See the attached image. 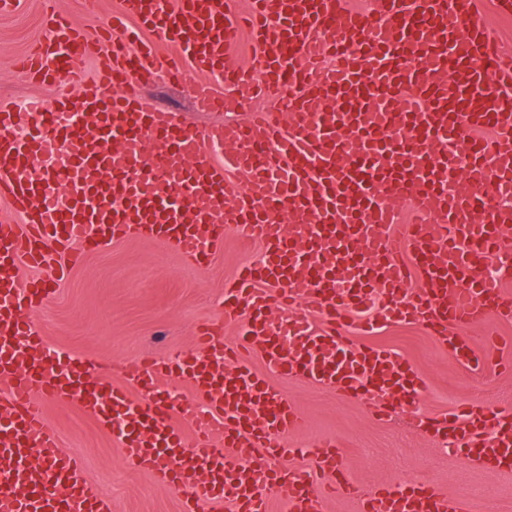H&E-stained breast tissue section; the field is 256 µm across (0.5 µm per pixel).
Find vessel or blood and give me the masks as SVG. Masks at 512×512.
Here are the masks:
<instances>
[{
    "mask_svg": "<svg viewBox=\"0 0 512 512\" xmlns=\"http://www.w3.org/2000/svg\"><path fill=\"white\" fill-rule=\"evenodd\" d=\"M112 26L88 35L50 19L19 67L71 91L22 113L0 104V512H111L47 419L72 403L104 427L128 420L124 460L185 490L186 512H321L349 496L359 512H470L423 482H354L330 437L287 444L303 417L268 375L360 399L376 419L410 407L417 425L481 467L512 472V411L472 402L421 411L424 379L398 353L354 344V316L415 324L477 370L491 354L461 332L512 317V293L476 275L468 243L500 252L512 230L485 220L483 186L512 187V53L492 40L477 0H111ZM258 48L243 68L228 48L241 27ZM175 51L160 55V47ZM96 62L83 80L79 61ZM190 81L197 111L288 96L284 121L191 128L140 96L158 76ZM25 135H18L19 125ZM491 130L490 145L476 146ZM227 149L214 160L215 145ZM184 190L185 208L161 202ZM416 223H398L405 202ZM257 242L224 292V320L192 349L139 356L133 386L47 349L32 318L55 280L89 252L132 235L207 262L226 230ZM245 320L234 340L225 325ZM260 357L264 373L250 365ZM181 380L193 397L159 398ZM251 453L234 459L236 449Z\"/></svg>",
    "mask_w": 512,
    "mask_h": 512,
    "instance_id": "1",
    "label": "vessel or blood"
}]
</instances>
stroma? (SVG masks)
I'll return each instance as SVG.
<instances>
[{
  "label": "stroma",
  "instance_id": "obj_1",
  "mask_svg": "<svg viewBox=\"0 0 512 512\" xmlns=\"http://www.w3.org/2000/svg\"><path fill=\"white\" fill-rule=\"evenodd\" d=\"M95 31L108 15L107 5L89 12L85 0H16L0 12V102L18 104L42 92L15 68L16 57L40 39L51 14ZM142 95L178 111L188 124L242 121L247 109L198 112L188 85L159 80L145 84ZM261 249L228 234L209 261L194 265L168 245L135 236L112 242L86 255L33 314L49 349L105 364L107 377L124 381L140 355L165 356L191 346L197 328L224 316V290L244 261ZM357 342L383 346L400 354L427 380L424 409L448 410L467 400L500 406L512 395V374L462 367L433 336L413 324L384 323ZM272 383L303 415L295 441L308 443L323 435L335 438L345 470L374 488L397 480L426 482L468 501L474 512H512V473L469 464L444 451L434 436L418 430L405 407L389 419L370 417L355 399L276 377ZM46 413L62 448L76 454L88 480L112 503V512H184L185 495L158 484L146 472L128 468L113 434L77 406L50 402Z\"/></svg>",
  "mask_w": 512,
  "mask_h": 512
}]
</instances>
